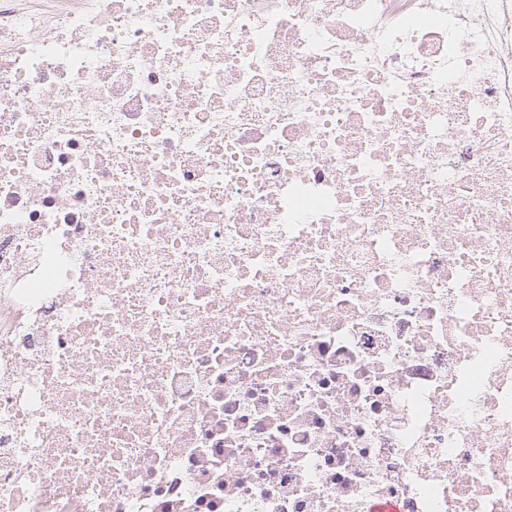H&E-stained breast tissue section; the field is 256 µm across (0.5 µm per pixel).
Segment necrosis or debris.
<instances>
[{"mask_svg": "<svg viewBox=\"0 0 512 512\" xmlns=\"http://www.w3.org/2000/svg\"><path fill=\"white\" fill-rule=\"evenodd\" d=\"M512 512V0H0V512Z\"/></svg>", "mask_w": 512, "mask_h": 512, "instance_id": "1", "label": "necrosis or debris"}]
</instances>
